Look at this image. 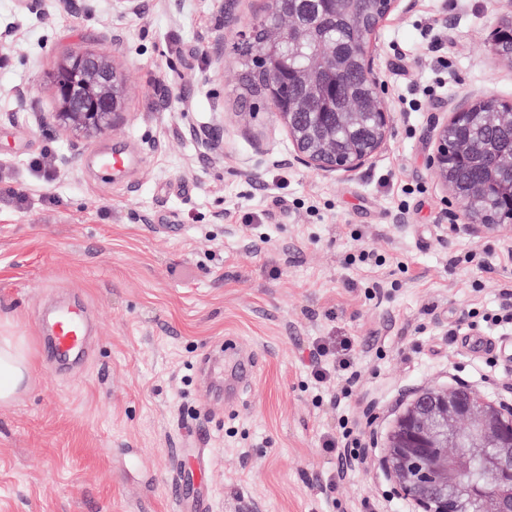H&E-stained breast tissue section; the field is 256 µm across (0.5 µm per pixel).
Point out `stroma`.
<instances>
[{"instance_id":"35a3bbf8","label":"stroma","mask_w":512,"mask_h":512,"mask_svg":"<svg viewBox=\"0 0 512 512\" xmlns=\"http://www.w3.org/2000/svg\"><path fill=\"white\" fill-rule=\"evenodd\" d=\"M223 3L122 15L108 0H0V333L35 362L0 404V512H172L174 462L199 455V512H414L379 464L412 392L467 385L512 405V328L467 318L512 290V253L449 231L463 205L428 165L459 98L512 101L489 43L512 0H413L382 22L392 135L351 175L290 163L269 107L241 101L242 34ZM84 50L121 65L126 108L117 130L76 139L53 120L50 75ZM97 146L131 158L125 178L88 166ZM363 250L380 266L356 263ZM72 300L94 329L60 366L37 318ZM322 336L353 342L340 409L310 374ZM227 342L256 365L231 403L223 379L197 375ZM341 409L362 448L331 486L321 436Z\"/></svg>"}]
</instances>
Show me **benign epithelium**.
<instances>
[{"label": "benign epithelium", "instance_id": "7a95c632", "mask_svg": "<svg viewBox=\"0 0 512 512\" xmlns=\"http://www.w3.org/2000/svg\"><path fill=\"white\" fill-rule=\"evenodd\" d=\"M112 10L137 14L142 0H110ZM403 0H377L376 18L361 22L356 48L359 80L370 85L372 128L359 141L341 149L336 136L320 128L302 129L296 124L298 111L327 96L319 77L322 70L335 73L345 68L346 56L321 46L309 56L302 73L304 93L285 100L280 94L286 60L282 46H301L300 26L280 25L255 47L262 63L264 95L272 111L288 131L293 162L316 172L356 173L383 150L390 136L393 113L379 93L380 75L374 67V37L381 21ZM493 54L512 64V23L496 28ZM59 127L74 136L106 133L124 114L126 81L122 70L101 52L81 51L68 55L53 79ZM508 122L512 128V102L495 98H465L442 124L433 128L434 152L429 168L434 178L461 200L463 223L453 230L473 238L495 236L512 244V174L504 175L493 165L484 167L476 193L489 205L474 209L473 192L464 190L456 172L473 159L495 152L491 142L461 147L450 145L448 136L476 121ZM379 465L397 494L412 502L416 512H512V407L503 406L467 386L427 385L417 390L395 418L386 438Z\"/></svg>", "mask_w": 512, "mask_h": 512}]
</instances>
